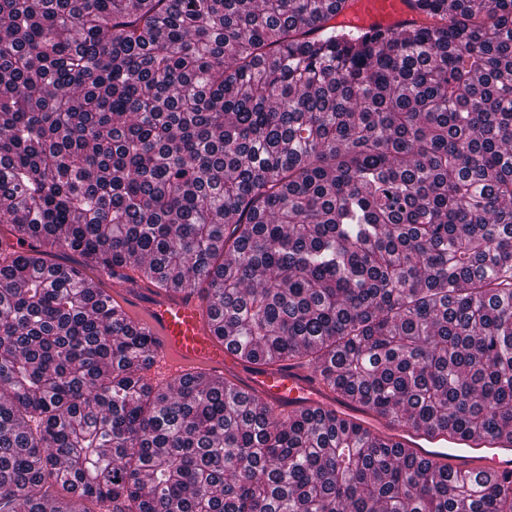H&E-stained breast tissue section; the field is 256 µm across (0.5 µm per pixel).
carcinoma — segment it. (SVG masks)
<instances>
[{"mask_svg":"<svg viewBox=\"0 0 512 512\" xmlns=\"http://www.w3.org/2000/svg\"><path fill=\"white\" fill-rule=\"evenodd\" d=\"M419 2L0 0V512H512L334 408L154 383L91 286L195 293L390 428L512 439V0ZM418 0H353L345 22L360 30L396 31L420 24Z\"/></svg>","mask_w":512,"mask_h":512,"instance_id":"carcinoma-1","label":"carcinoma"}]
</instances>
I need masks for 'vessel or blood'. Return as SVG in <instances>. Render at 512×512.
<instances>
[{"label": "vessel or blood", "instance_id": "obj_1", "mask_svg": "<svg viewBox=\"0 0 512 512\" xmlns=\"http://www.w3.org/2000/svg\"><path fill=\"white\" fill-rule=\"evenodd\" d=\"M423 19L418 0H352L345 17L349 25L364 31H396ZM120 306L154 339L150 358L155 378L175 381L196 372L221 376L245 365L238 349L213 335L211 312L189 292H154L149 300L142 301L136 291L127 290ZM251 379L256 390L276 406L328 405L322 378L302 359L291 358L272 368L256 367ZM421 454L454 471L489 472L512 479V442L505 439L492 443L454 437L447 447L425 448Z\"/></svg>", "mask_w": 512, "mask_h": 512}]
</instances>
